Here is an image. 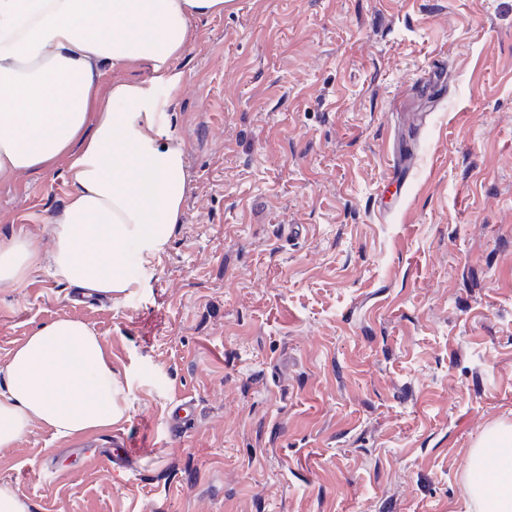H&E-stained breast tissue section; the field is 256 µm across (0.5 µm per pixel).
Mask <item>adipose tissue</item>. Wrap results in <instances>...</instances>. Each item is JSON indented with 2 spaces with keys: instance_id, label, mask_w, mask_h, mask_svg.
<instances>
[{
  "instance_id": "adipose-tissue-1",
  "label": "adipose tissue",
  "mask_w": 512,
  "mask_h": 512,
  "mask_svg": "<svg viewBox=\"0 0 512 512\" xmlns=\"http://www.w3.org/2000/svg\"><path fill=\"white\" fill-rule=\"evenodd\" d=\"M226 0H0V175L50 168L68 155L71 193L42 256L27 237L0 238V284L22 285L50 259L55 276L113 298L131 293V255L163 253L181 222L184 146L161 140L146 83H113L94 128L89 96L105 67L150 61L178 88L193 18L223 14ZM80 150H73V143ZM124 387L96 331L84 322L38 326L14 352L0 384V447L31 421L58 436L122 419ZM492 477L478 478L483 459ZM465 490L476 512H512V424L485 428L467 462Z\"/></svg>"
}]
</instances>
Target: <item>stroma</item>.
Listing matches in <instances>:
<instances>
[{"label":"stroma","instance_id":"stroma-1","mask_svg":"<svg viewBox=\"0 0 512 512\" xmlns=\"http://www.w3.org/2000/svg\"><path fill=\"white\" fill-rule=\"evenodd\" d=\"M176 68L152 95L185 149L182 222L131 262L140 288L75 306L46 260L0 285V380L38 325L79 320L127 414L31 422L0 485L29 512H473L470 451L512 421V0H232ZM151 77L105 69L87 126ZM66 169L0 176V237L50 254ZM122 438L136 463L114 472L99 451ZM193 403L185 402L170 408L164 416L166 431L170 436H180L190 421Z\"/></svg>","mask_w":512,"mask_h":512}]
</instances>
